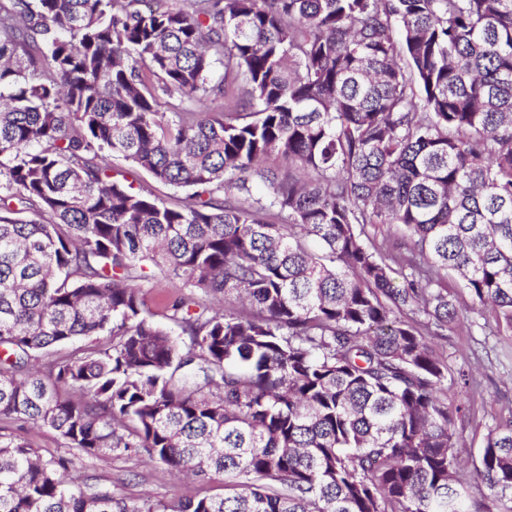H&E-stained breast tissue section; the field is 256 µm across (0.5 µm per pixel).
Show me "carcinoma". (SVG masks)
I'll return each mask as SVG.
<instances>
[{"mask_svg":"<svg viewBox=\"0 0 512 512\" xmlns=\"http://www.w3.org/2000/svg\"><path fill=\"white\" fill-rule=\"evenodd\" d=\"M143 3L0 0V512H512V414L470 495L428 340L512 332V0ZM43 428L224 495L75 486ZM107 161L113 169L126 172L129 182H133L135 188H138L141 185L151 190L155 196L167 204L177 203L186 195L184 190L175 189L173 187L152 181L144 172L135 168L129 162L120 157L111 156L107 158ZM187 288H174L172 283L161 278L160 275L153 281L152 284H149L144 288L145 293V303L147 307L153 311L156 316L155 319L166 324L168 327L175 330L176 333L180 332L179 328L174 325L171 321L164 318V309L160 305V299L163 296H175L181 293L188 292Z\"/></svg>","mask_w":512,"mask_h":512,"instance_id":"1","label":"carcinoma"}]
</instances>
